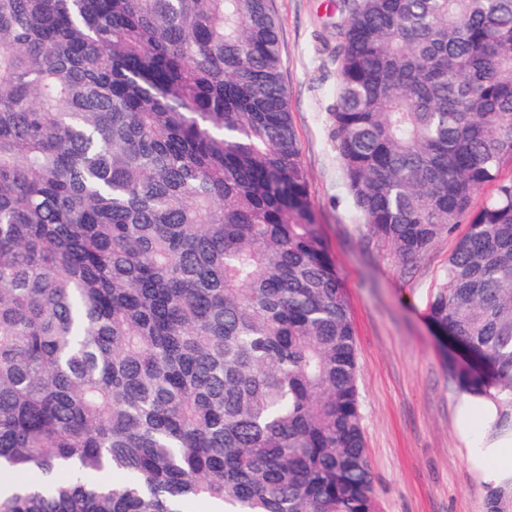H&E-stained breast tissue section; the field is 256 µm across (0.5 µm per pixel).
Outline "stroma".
<instances>
[{
	"label": "stroma",
	"mask_w": 512,
	"mask_h": 512,
	"mask_svg": "<svg viewBox=\"0 0 512 512\" xmlns=\"http://www.w3.org/2000/svg\"><path fill=\"white\" fill-rule=\"evenodd\" d=\"M283 82L317 222L346 281L356 333L365 446L377 512H488L454 431L458 391L425 310L466 225L417 262L368 237L333 137L336 0H272Z\"/></svg>",
	"instance_id": "stroma-1"
}]
</instances>
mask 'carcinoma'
<instances>
[{
  "label": "carcinoma",
  "mask_w": 512,
  "mask_h": 512,
  "mask_svg": "<svg viewBox=\"0 0 512 512\" xmlns=\"http://www.w3.org/2000/svg\"><path fill=\"white\" fill-rule=\"evenodd\" d=\"M345 187L512 411V0H338ZM493 194L475 211L472 196ZM270 0H0V512H376Z\"/></svg>",
  "instance_id": "obj_1"
}]
</instances>
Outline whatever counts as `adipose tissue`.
Masks as SVG:
<instances>
[{"instance_id":"adipose-tissue-1","label":"adipose tissue","mask_w":512,"mask_h":512,"mask_svg":"<svg viewBox=\"0 0 512 512\" xmlns=\"http://www.w3.org/2000/svg\"><path fill=\"white\" fill-rule=\"evenodd\" d=\"M504 394L499 388L462 393L454 411L457 438L484 493L512 490V421L504 418Z\"/></svg>"}]
</instances>
